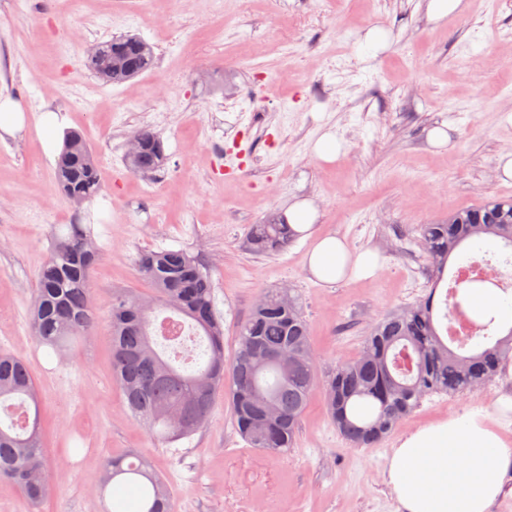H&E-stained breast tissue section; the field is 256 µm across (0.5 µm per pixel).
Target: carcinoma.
Wrapping results in <instances>:
<instances>
[{
	"label": "carcinoma",
	"instance_id": "1",
	"mask_svg": "<svg viewBox=\"0 0 512 512\" xmlns=\"http://www.w3.org/2000/svg\"><path fill=\"white\" fill-rule=\"evenodd\" d=\"M85 66L105 84L118 85L152 68L154 51L134 34L96 44ZM136 156H123L128 171L149 177L164 163L161 136L142 127ZM54 180L76 208L102 190L96 153L77 131L64 134ZM430 277L441 279L448 262L467 242L493 240L512 249V201H491L457 210L419 228ZM294 232L283 218L251 225L247 245L254 255L281 253ZM50 258L41 266L29 307L38 345L56 352L93 327L89 280L99 249L91 225L59 224L52 230ZM139 272L153 295L112 291V373L133 420L147 427L159 445L191 437L207 421L219 393H225L233 425L253 448L288 452L313 389L322 386L336 430L357 447L380 444L432 394L464 393L502 374L512 361V328L491 334L496 316L471 312V296L496 284L454 282L447 319L474 330L472 349L460 353L438 332L432 292L388 313L369 327L358 357L336 365L320 382L308 321L290 289H272L255 302L239 326L238 347L224 360V328L209 277L187 251L141 254ZM47 463L41 433V403L27 362L0 352V480L21 486L29 502L46 499ZM101 492L112 488L106 512H177L167 483L150 460L136 452L105 461Z\"/></svg>",
	"mask_w": 512,
	"mask_h": 512
}]
</instances>
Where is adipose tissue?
<instances>
[{"label": "adipose tissue", "instance_id": "ef3b65f1", "mask_svg": "<svg viewBox=\"0 0 512 512\" xmlns=\"http://www.w3.org/2000/svg\"><path fill=\"white\" fill-rule=\"evenodd\" d=\"M313 201L289 206L285 219L309 243L306 269L327 286L367 280L380 267L377 254L346 238L315 231ZM512 467V447L488 416L465 413L410 433L388 458L384 477L403 512H488L501 493L499 476Z\"/></svg>", "mask_w": 512, "mask_h": 512}]
</instances>
